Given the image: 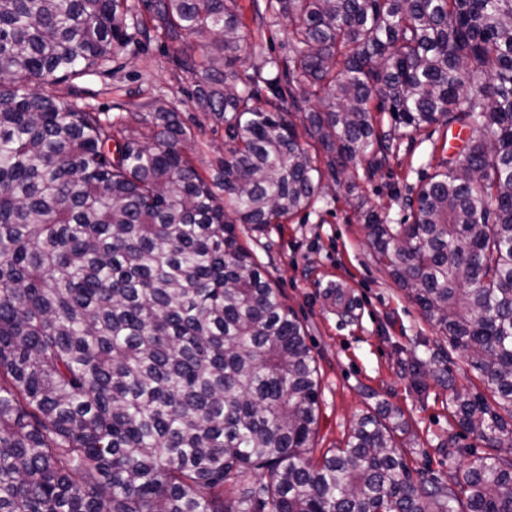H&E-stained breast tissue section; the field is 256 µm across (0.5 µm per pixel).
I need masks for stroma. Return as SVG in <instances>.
Segmentation results:
<instances>
[{"label":"stroma","instance_id":"1","mask_svg":"<svg viewBox=\"0 0 512 512\" xmlns=\"http://www.w3.org/2000/svg\"><path fill=\"white\" fill-rule=\"evenodd\" d=\"M170 52L155 36L142 38L118 55L112 75L86 77L91 93L83 102L112 119L121 103H175L194 136L189 158L210 181L224 157V127L195 108L192 83L173 71ZM287 53L281 21L249 35L240 71L254 75ZM451 132L437 124L402 139L378 170L364 160L345 174L324 170V191L310 206L261 235L239 228L241 242L302 323L316 360L313 460L345 447L359 415L387 407L402 412L408 424L403 453L424 480L447 481L449 471L466 468L465 449L484 450L458 426L450 404L451 386L480 391L483 383L377 263L364 230L369 211L386 215L388 223H405L420 183L446 156Z\"/></svg>","mask_w":512,"mask_h":512}]
</instances>
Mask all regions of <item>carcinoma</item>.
Returning <instances> with one entry per match:
<instances>
[{"mask_svg": "<svg viewBox=\"0 0 512 512\" xmlns=\"http://www.w3.org/2000/svg\"><path fill=\"white\" fill-rule=\"evenodd\" d=\"M142 5L224 124L211 185L174 105L119 103L111 121L42 89L110 73L146 32L128 0H0V512H512V458L495 452L461 448L464 472L416 486L395 410L304 458L315 358L237 232L321 189L290 112L343 173L441 121L470 130L410 223L373 211L365 227L491 391L453 389L458 424L511 440L512 0H251L259 25L288 21V55L245 81L237 0Z\"/></svg>", "mask_w": 512, "mask_h": 512, "instance_id": "cac0c4a2", "label": "carcinoma"}]
</instances>
